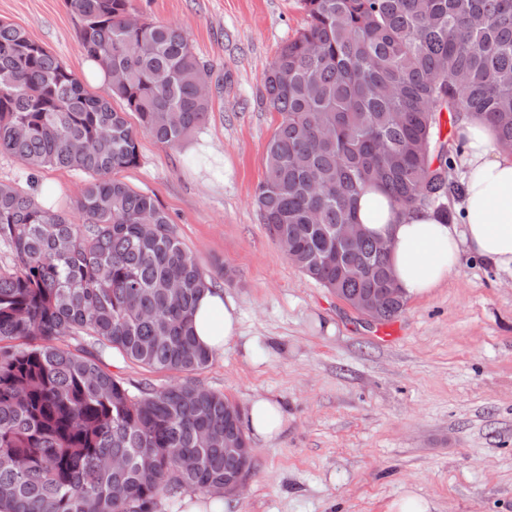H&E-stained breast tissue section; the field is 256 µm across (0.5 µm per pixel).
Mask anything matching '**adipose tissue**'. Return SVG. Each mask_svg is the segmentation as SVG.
<instances>
[{
	"instance_id": "adipose-tissue-1",
	"label": "adipose tissue",
	"mask_w": 512,
	"mask_h": 512,
	"mask_svg": "<svg viewBox=\"0 0 512 512\" xmlns=\"http://www.w3.org/2000/svg\"><path fill=\"white\" fill-rule=\"evenodd\" d=\"M459 135L465 144L463 225L445 223L430 208L399 212L377 186L358 200L359 223L368 235L388 241L394 281L408 299L444 283L466 251L512 273V154L492 151V131L481 120L463 119ZM193 327L201 347L214 355L224 352L239 333L236 302L220 289L204 291ZM281 421L280 405L258 396L243 424L254 438L268 440L279 434Z\"/></svg>"
}]
</instances>
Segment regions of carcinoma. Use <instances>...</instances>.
Segmentation results:
<instances>
[{
  "label": "carcinoma",
  "instance_id": "1",
  "mask_svg": "<svg viewBox=\"0 0 512 512\" xmlns=\"http://www.w3.org/2000/svg\"><path fill=\"white\" fill-rule=\"evenodd\" d=\"M68 2L86 56L113 77L107 98L0 21V153L90 177L78 222L0 183V244L15 260L0 271V508L157 512L186 489L222 498L224 475L239 469L224 435L243 431L241 417L190 378L212 360L193 313L214 282L154 198L116 177L137 165L139 134L174 147L205 123L209 75L178 26L141 18L131 0ZM303 3L306 27L262 77L282 120L254 203L302 274L354 307L378 297L374 321L386 323L406 304L391 296L388 251L369 236L350 250L337 231L357 223L371 185L401 208L448 214L462 187L445 113L453 127L487 121L493 145L512 152V0ZM79 333L94 351L65 347ZM106 349L189 378L134 394L102 364ZM202 436L211 447H198Z\"/></svg>",
  "mask_w": 512,
  "mask_h": 512
}]
</instances>
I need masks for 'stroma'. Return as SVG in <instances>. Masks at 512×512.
I'll return each instance as SVG.
<instances>
[{
  "instance_id": "35a3bbf8",
  "label": "stroma",
  "mask_w": 512,
  "mask_h": 512,
  "mask_svg": "<svg viewBox=\"0 0 512 512\" xmlns=\"http://www.w3.org/2000/svg\"><path fill=\"white\" fill-rule=\"evenodd\" d=\"M145 19L180 27L223 82L206 122L179 146L139 137L140 160L119 177L152 196L215 285L239 305L240 335L196 379L240 408L278 401V436L252 441L254 470L232 512H388L407 490L430 512H512V275L463 256L429 295L407 300L381 341L376 325L303 275L254 203L281 121L261 96L279 48L302 30V0H133ZM89 92L78 17L66 0H0ZM84 173L37 172L0 155V183L76 217ZM103 364L129 387L163 388L117 351Z\"/></svg>"
}]
</instances>
